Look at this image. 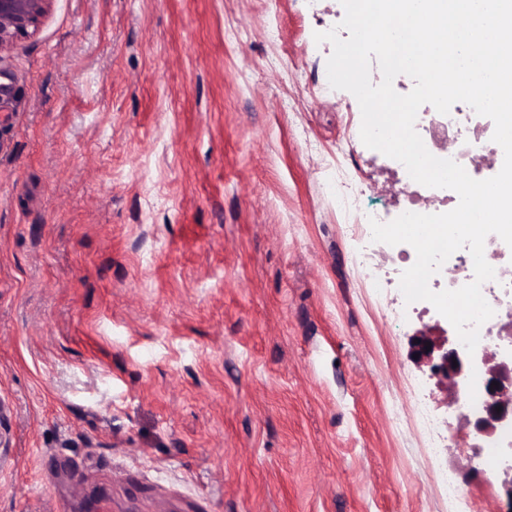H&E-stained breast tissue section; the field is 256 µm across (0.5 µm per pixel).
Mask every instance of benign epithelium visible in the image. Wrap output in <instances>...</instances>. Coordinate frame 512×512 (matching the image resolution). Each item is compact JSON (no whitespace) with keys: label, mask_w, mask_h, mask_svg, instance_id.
<instances>
[{"label":"benign epithelium","mask_w":512,"mask_h":512,"mask_svg":"<svg viewBox=\"0 0 512 512\" xmlns=\"http://www.w3.org/2000/svg\"><path fill=\"white\" fill-rule=\"evenodd\" d=\"M53 0H0V55L34 36L48 15ZM430 346H425V343ZM409 355L429 378L445 388L457 404L471 389L484 394L481 408L462 416L476 435L497 447L504 427L512 424V335L499 337L494 346L478 345L473 354L457 342H448L425 328L409 339Z\"/></svg>","instance_id":"1"}]
</instances>
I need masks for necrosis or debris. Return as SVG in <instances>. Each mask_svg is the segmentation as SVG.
I'll list each match as a JSON object with an SVG mask.
<instances>
[{"instance_id": "obj_1", "label": "necrosis or debris", "mask_w": 512, "mask_h": 512, "mask_svg": "<svg viewBox=\"0 0 512 512\" xmlns=\"http://www.w3.org/2000/svg\"><path fill=\"white\" fill-rule=\"evenodd\" d=\"M360 128V119L352 118L346 123V135L337 147L343 161L336 166L330 190L337 211L345 219L343 232L356 243L352 251V268L358 278L380 296L384 293L385 276L374 259L371 220L386 223L391 216L406 212L444 213L454 209L459 198L452 190L428 188L415 182L404 165L392 159L381 172L389 188L390 208L366 203L363 167L360 161L351 159L349 151L351 142L360 136ZM415 128L430 153L439 158L455 160L477 180L494 175L493 170L484 166V159L503 156L502 148L492 140L493 121L477 115L464 103L455 104L446 115L438 113L431 105H423L418 112ZM484 255L496 272L494 279L484 282L481 287L494 314L481 325L479 339L493 342L503 335L504 324L512 321V248L499 236L492 234L485 241ZM412 412L423 434L427 457L436 466L438 501L443 512H469L467 495L456 475L440 464L443 436L440 418L421 399L415 401Z\"/></svg>"}]
</instances>
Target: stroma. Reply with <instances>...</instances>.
Segmentation results:
<instances>
[{"label": "stroma", "mask_w": 512, "mask_h": 512, "mask_svg": "<svg viewBox=\"0 0 512 512\" xmlns=\"http://www.w3.org/2000/svg\"><path fill=\"white\" fill-rule=\"evenodd\" d=\"M301 0H53L0 55V512H439L323 179ZM399 405L400 431L391 428ZM471 512L499 464L458 420Z\"/></svg>", "instance_id": "stroma-1"}]
</instances>
